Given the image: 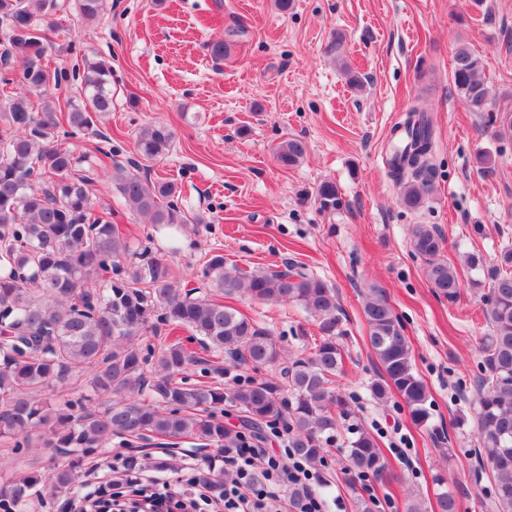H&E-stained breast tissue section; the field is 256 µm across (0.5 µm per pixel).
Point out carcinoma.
Here are the masks:
<instances>
[{
	"instance_id": "1",
	"label": "carcinoma",
	"mask_w": 512,
	"mask_h": 512,
	"mask_svg": "<svg viewBox=\"0 0 512 512\" xmlns=\"http://www.w3.org/2000/svg\"><path fill=\"white\" fill-rule=\"evenodd\" d=\"M104 6L105 0L76 3L87 21L97 19ZM65 14L63 0H0V31L9 54V66L0 72V441L29 448L35 434L42 447L74 459L45 478L37 472L17 475L0 489V512H21L44 479L56 493L72 491L82 477L80 462L116 437L190 438L222 450L244 438L224 426L228 400L241 412V429L254 438L283 423L288 456L309 467L322 465L325 446L336 442L340 423L351 416L336 386L344 367L336 291L288 266L248 272L227 264L222 254L211 255L202 278L220 295L245 292L259 302H292L318 327L309 354L280 369L283 383L252 378L224 391L217 381L224 368L197 356L179 330L190 329L203 347L222 350L237 364L275 366L282 348L266 328L223 300L191 296L165 253L132 250L118 212L95 209L90 186L98 171L108 170L128 211L168 228L203 223L199 216L188 219L178 206L175 183L139 173L140 160L170 152L175 132L149 124L136 137L138 158L112 162L120 149L99 128L112 111V69L73 44L66 48L72 66L44 64ZM483 68V59L468 44L457 45L452 63L457 93L470 111L487 115L498 137L511 138L512 112L490 111ZM64 87L71 90L65 100L52 95ZM31 91L44 97L38 109ZM394 131L399 143L387 161L389 173L401 185L403 207L416 211L436 174L432 121L412 107ZM74 135L103 141L99 155L62 146ZM305 153L306 144L297 137L273 148L284 167L296 165ZM316 202L324 212L344 204L332 181L318 185ZM411 247L424 260L436 294L455 301L462 280L444 257L435 227L413 225ZM487 276L483 298L489 332L481 346L474 421L492 481L488 507L512 512V245L501 250ZM363 315L367 345L381 366L371 384L374 397L384 401L394 389L414 422L427 421L429 391L414 371L403 325L382 291L368 292ZM155 319L166 326L167 336L147 343L144 356L138 343L146 329L157 328ZM149 362L154 370L147 376ZM191 366L200 367L194 382L186 376ZM88 369L92 390L109 397L102 405L82 395L63 402L45 395ZM284 388L289 401L282 397ZM350 433L347 471L366 480L386 479L387 464L375 438L358 427Z\"/></svg>"
}]
</instances>
